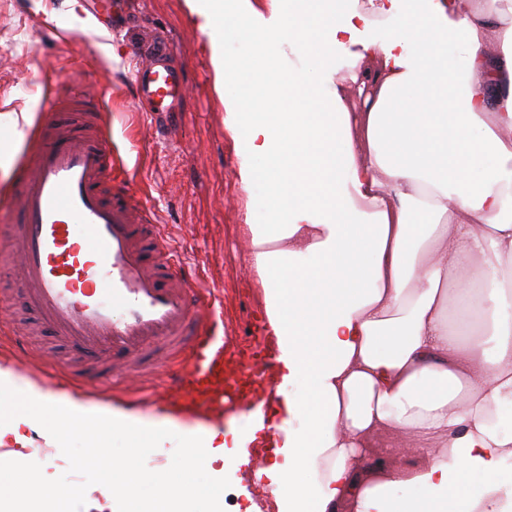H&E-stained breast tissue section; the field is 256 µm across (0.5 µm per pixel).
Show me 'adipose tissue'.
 Instances as JSON below:
<instances>
[{"label":"adipose tissue","instance_id":"ef3b65f1","mask_svg":"<svg viewBox=\"0 0 512 512\" xmlns=\"http://www.w3.org/2000/svg\"><path fill=\"white\" fill-rule=\"evenodd\" d=\"M185 4L210 33L240 181L268 187L266 215L245 230L273 360L267 411L246 435L212 417L147 477L140 456L166 447V419L51 397L2 361L0 447L80 428L104 480L0 470V495L36 496L38 512H69L75 496L83 512H183L196 497L221 512L231 461L271 487L268 512H512L500 473L512 459V23L500 0H273L252 32L264 101L230 94L239 75L224 54V28L253 7ZM375 25L383 36H367ZM285 45L302 67L276 68ZM379 435L409 462L372 461ZM111 436L122 453H107ZM401 486L422 494L391 498Z\"/></svg>","mask_w":512,"mask_h":512}]
</instances>
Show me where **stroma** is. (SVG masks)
I'll return each mask as SVG.
<instances>
[{"instance_id": "stroma-1", "label": "stroma", "mask_w": 512, "mask_h": 512, "mask_svg": "<svg viewBox=\"0 0 512 512\" xmlns=\"http://www.w3.org/2000/svg\"><path fill=\"white\" fill-rule=\"evenodd\" d=\"M98 21L82 39L65 36L73 21L66 0H0V113L27 112L31 122L10 176L0 175V196L14 191L28 150L41 132L44 94L75 83L99 94L105 129L112 135L128 185L155 213L171 245L174 261L203 287L222 294L224 333L246 340L254 325L250 313H263V289L242 248L245 224L263 219L268 188L245 190L239 181L242 157L224 127V96L215 84L210 36L189 16L184 0H80ZM157 39L172 45L169 64L184 72L186 94L173 113L143 112L135 105L131 71L132 41ZM255 48L249 28L226 32L224 52L240 67V89L255 87L248 60ZM19 299L0 303V361H8L24 380L48 392H83L88 401L111 404L150 418L169 414L166 400L136 403L138 393L157 390L162 374L98 384L71 377L77 364L46 338L16 346ZM90 450L81 431H72L64 447L37 439L18 466L48 470L58 484L77 487L100 481L86 465ZM270 495L251 481L246 466L224 474V512Z\"/></svg>"}]
</instances>
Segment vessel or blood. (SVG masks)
Wrapping results in <instances>:
<instances>
[{"label": "vessel or blood", "mask_w": 512, "mask_h": 512, "mask_svg": "<svg viewBox=\"0 0 512 512\" xmlns=\"http://www.w3.org/2000/svg\"><path fill=\"white\" fill-rule=\"evenodd\" d=\"M170 53L164 43L138 57L134 85L148 109L184 91ZM42 112L40 141L0 208L8 260L19 269L0 297L19 295L41 330L83 360L89 379L175 363L169 403L223 411L240 378L262 380L255 366L227 371L223 298L171 266L170 245L138 196L113 191L116 162L97 95L81 87L51 93Z\"/></svg>", "instance_id": "obj_1"}]
</instances>
